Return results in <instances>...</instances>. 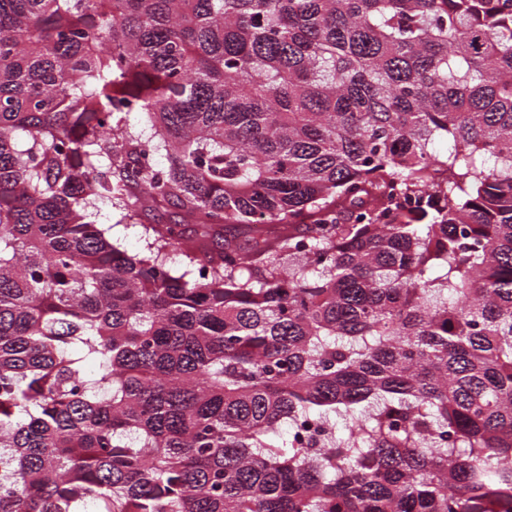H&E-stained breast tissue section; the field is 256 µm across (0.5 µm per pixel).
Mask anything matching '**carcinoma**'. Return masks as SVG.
I'll return each instance as SVG.
<instances>
[{
  "label": "carcinoma",
  "mask_w": 512,
  "mask_h": 512,
  "mask_svg": "<svg viewBox=\"0 0 512 512\" xmlns=\"http://www.w3.org/2000/svg\"><path fill=\"white\" fill-rule=\"evenodd\" d=\"M0 512H512V0H0ZM97 220L100 224L109 227V234L112 242L119 249L126 251L129 255L138 253L142 246L143 229L140 225L126 224L120 222V217L108 203L99 204Z\"/></svg>",
  "instance_id": "obj_1"
}]
</instances>
